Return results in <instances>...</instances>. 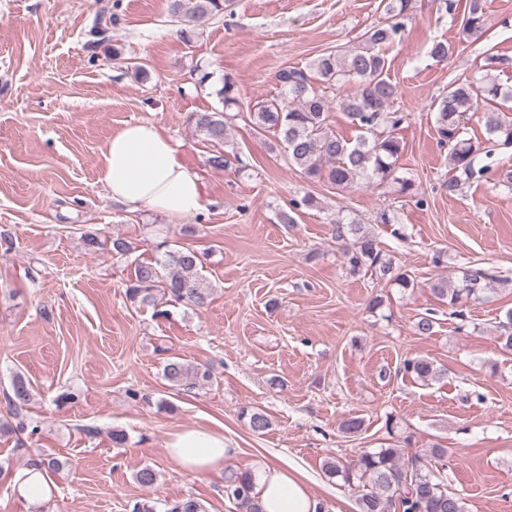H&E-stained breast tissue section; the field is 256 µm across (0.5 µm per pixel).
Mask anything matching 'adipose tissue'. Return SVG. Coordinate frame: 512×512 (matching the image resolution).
I'll return each mask as SVG.
<instances>
[{
	"label": "adipose tissue",
	"instance_id": "ef3b65f1",
	"mask_svg": "<svg viewBox=\"0 0 512 512\" xmlns=\"http://www.w3.org/2000/svg\"><path fill=\"white\" fill-rule=\"evenodd\" d=\"M98 179L113 203L129 211L143 208L178 220L203 207L200 178L180 158L171 138L150 122L126 124L109 138ZM166 456L184 470L203 474L223 468L234 450L220 429L182 428L172 432ZM261 512H318L296 467L264 465L255 475Z\"/></svg>",
	"mask_w": 512,
	"mask_h": 512
}]
</instances>
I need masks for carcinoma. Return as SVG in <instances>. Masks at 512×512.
<instances>
[{
  "instance_id": "obj_1",
  "label": "carcinoma",
  "mask_w": 512,
  "mask_h": 512,
  "mask_svg": "<svg viewBox=\"0 0 512 512\" xmlns=\"http://www.w3.org/2000/svg\"><path fill=\"white\" fill-rule=\"evenodd\" d=\"M413 0H381L386 20L369 27L361 44L353 49L330 50L319 54L303 69H284L278 74L279 93L255 104L247 113L249 125L258 133L274 130L284 144L288 166L297 168L311 181L326 180L341 190H350L363 182L369 185L392 180L400 192L413 193L414 183L395 176V164L404 146L395 136L406 114L395 109L398 89L387 74L383 47L390 45L412 16ZM231 0H170L171 16L188 32L205 18L224 15ZM484 0H469L465 6L462 32L467 37H481L485 32ZM452 53L451 45L434 39L427 55L444 61ZM509 64L505 58L488 59L487 73L479 80H457L448 85L437 109L435 128L440 145L448 147L452 175L445 183L453 195L462 186L487 173L475 168L476 157L483 153L480 142L465 136L467 115L482 111L489 139L504 148L512 147V117L498 108V100L512 98V90L501 87L492 71ZM351 86L344 98L333 103L324 87ZM224 110L196 112L191 116L195 131L213 147L207 163L222 170L230 165L224 152L230 124L234 116L229 110L239 105L238 89L228 75L217 90ZM339 106L350 123L359 131L355 139H347L333 131L328 123L333 106ZM331 239L342 247L343 263L349 273L367 271L403 289L414 287L409 275L395 265L376 235L354 218L336 216L330 222ZM162 257L155 262L136 264L126 289L133 304L157 306L168 298L175 303L201 309L212 300V288L202 271L206 253L183 246L170 248L163 242ZM502 282L489 268H461L456 281L440 280L432 285L434 294L448 300L454 307L464 301L480 300L497 290ZM406 373L426 382L435 378L434 362L426 357L408 359ZM165 379L173 387L204 386L213 379L212 371L171 357L163 368ZM32 393L23 376L13 381L9 404L14 415L31 400ZM249 429L262 435L271 420L260 409L244 413ZM447 449L436 445L430 454L407 455L396 445L388 448L362 450L350 461L333 459L325 464L331 477H341L350 486L359 488L358 512H465L464 502L448 490L445 474L433 469L428 458L441 460ZM224 498L237 512H260L255 494L253 472L232 473L224 484ZM164 512H208L206 505L194 497H183L165 504Z\"/></svg>"
}]
</instances>
